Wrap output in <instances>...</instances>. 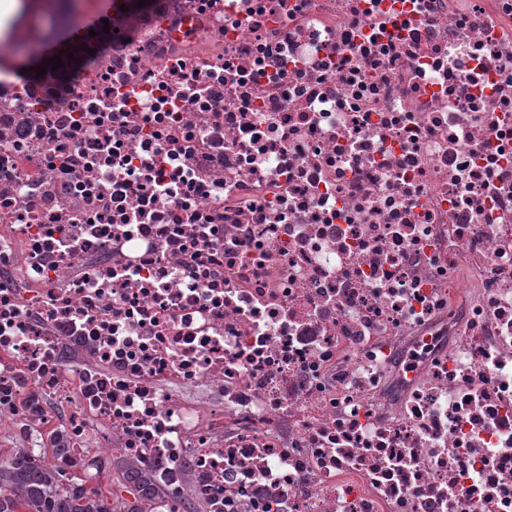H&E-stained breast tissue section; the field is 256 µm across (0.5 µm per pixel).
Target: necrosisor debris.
<instances>
[{"instance_id":"1","label":"necrosis or debris","mask_w":512,"mask_h":512,"mask_svg":"<svg viewBox=\"0 0 512 512\" xmlns=\"http://www.w3.org/2000/svg\"><path fill=\"white\" fill-rule=\"evenodd\" d=\"M0 74V416L207 512H512V0H151Z\"/></svg>"}]
</instances>
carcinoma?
Returning <instances> with one entry per match:
<instances>
[{"instance_id": "1", "label": "carcinoma", "mask_w": 512, "mask_h": 512, "mask_svg": "<svg viewBox=\"0 0 512 512\" xmlns=\"http://www.w3.org/2000/svg\"><path fill=\"white\" fill-rule=\"evenodd\" d=\"M40 397L31 392L23 401L32 418L48 426L33 428L28 435L38 449L18 448L0 455V512H156L158 502L178 500V512H207L205 504L160 485L153 472L137 459H122L120 467L134 500L122 508L112 505V492L94 482L90 470L101 472L100 457L80 455L60 428L49 426Z\"/></svg>"}]
</instances>
